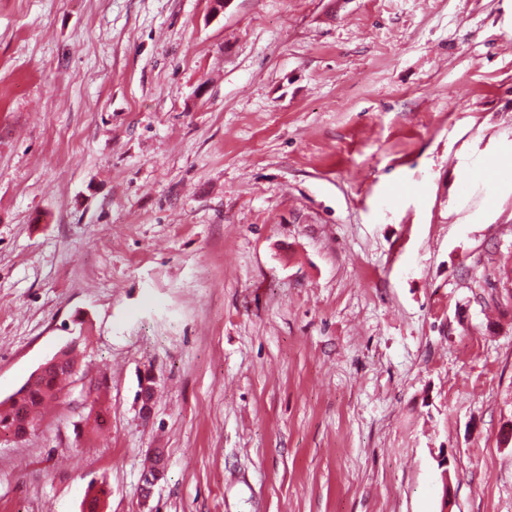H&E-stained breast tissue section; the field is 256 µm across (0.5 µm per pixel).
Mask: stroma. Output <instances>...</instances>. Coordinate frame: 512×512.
<instances>
[{"instance_id":"35a3bbf8","label":"stroma","mask_w":512,"mask_h":512,"mask_svg":"<svg viewBox=\"0 0 512 512\" xmlns=\"http://www.w3.org/2000/svg\"><path fill=\"white\" fill-rule=\"evenodd\" d=\"M72 342L0 512H512V0H0V400Z\"/></svg>"}]
</instances>
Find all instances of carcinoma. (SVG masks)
Returning <instances> with one entry per match:
<instances>
[{"instance_id": "obj_1", "label": "carcinoma", "mask_w": 512, "mask_h": 512, "mask_svg": "<svg viewBox=\"0 0 512 512\" xmlns=\"http://www.w3.org/2000/svg\"><path fill=\"white\" fill-rule=\"evenodd\" d=\"M76 347L67 346L59 352L58 362L40 372L32 373L27 381L7 400L0 402V432H10L23 438L36 431L42 419V410L50 400L58 399L62 384L71 381V369L76 364ZM104 487L88 492L82 503V512H100Z\"/></svg>"}]
</instances>
